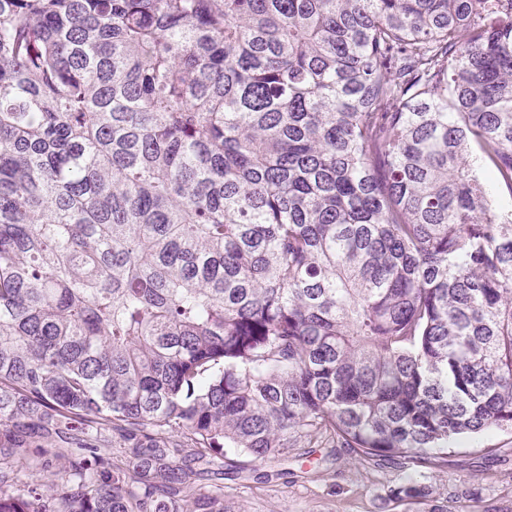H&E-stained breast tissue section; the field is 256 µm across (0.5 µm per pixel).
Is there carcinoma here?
<instances>
[{"instance_id": "carcinoma-1", "label": "carcinoma", "mask_w": 512, "mask_h": 512, "mask_svg": "<svg viewBox=\"0 0 512 512\" xmlns=\"http://www.w3.org/2000/svg\"><path fill=\"white\" fill-rule=\"evenodd\" d=\"M501 2L0 0V512H225V445L319 438L445 512L512 427ZM428 482L447 512L465 503L470 512H512L511 428L460 436L448 451V467L430 474Z\"/></svg>"}]
</instances>
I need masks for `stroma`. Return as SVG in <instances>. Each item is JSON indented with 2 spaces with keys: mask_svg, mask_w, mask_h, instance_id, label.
<instances>
[{
  "mask_svg": "<svg viewBox=\"0 0 512 512\" xmlns=\"http://www.w3.org/2000/svg\"><path fill=\"white\" fill-rule=\"evenodd\" d=\"M288 469L282 479L278 470ZM266 482L232 474L224 477L230 512H394L389 486L404 475L393 462L375 467L357 463L347 449L321 444L291 449L287 461L262 463ZM430 484L446 512H512V430L492 428L460 436L448 452L446 468Z\"/></svg>",
  "mask_w": 512,
  "mask_h": 512,
  "instance_id": "1",
  "label": "stroma"
}]
</instances>
